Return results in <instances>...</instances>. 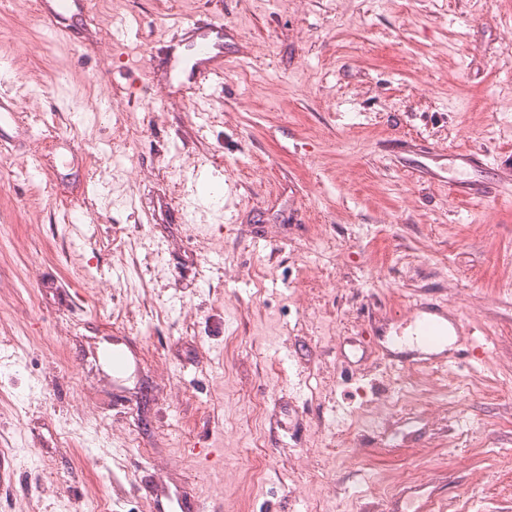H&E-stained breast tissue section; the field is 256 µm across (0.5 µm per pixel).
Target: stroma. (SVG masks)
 Listing matches in <instances>:
<instances>
[{
    "mask_svg": "<svg viewBox=\"0 0 512 512\" xmlns=\"http://www.w3.org/2000/svg\"><path fill=\"white\" fill-rule=\"evenodd\" d=\"M204 3L93 5L84 42L0 0L32 131L0 153V512H150L159 479L212 512H512V0H222L223 83L142 104ZM419 302L447 367L381 348Z\"/></svg>",
    "mask_w": 512,
    "mask_h": 512,
    "instance_id": "obj_1",
    "label": "stroma"
}]
</instances>
